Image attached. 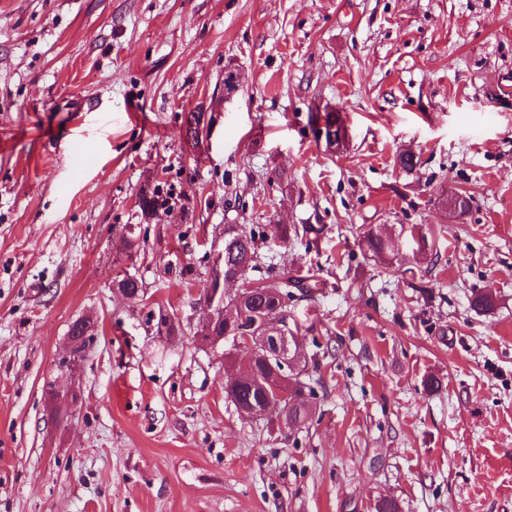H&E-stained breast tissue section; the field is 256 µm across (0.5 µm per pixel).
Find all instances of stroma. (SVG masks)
<instances>
[{"instance_id": "35a3bbf8", "label": "stroma", "mask_w": 512, "mask_h": 512, "mask_svg": "<svg viewBox=\"0 0 512 512\" xmlns=\"http://www.w3.org/2000/svg\"><path fill=\"white\" fill-rule=\"evenodd\" d=\"M314 112L340 114L342 151ZM154 190L172 199L144 213ZM228 224L326 227L260 243L320 282L294 307L317 381L301 426L241 416L229 345L195 338ZM380 224L387 271L359 248ZM126 274L143 297L114 292ZM84 315L98 336L67 372ZM51 388L77 403L49 410ZM385 498L512 512V0H0V512Z\"/></svg>"}]
</instances>
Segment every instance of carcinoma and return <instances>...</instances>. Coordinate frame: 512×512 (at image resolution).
<instances>
[{"label": "carcinoma", "instance_id": "cac0c4a2", "mask_svg": "<svg viewBox=\"0 0 512 512\" xmlns=\"http://www.w3.org/2000/svg\"><path fill=\"white\" fill-rule=\"evenodd\" d=\"M324 229L323 224H303L291 230L286 225H274V233L285 240L290 232L295 236H317ZM266 234L265 230H257L245 224L224 225V239L232 240L235 246V253L224 261V278L229 279L239 274L248 281L250 289L224 302L225 306L235 310L237 318L231 323L226 321L216 324L214 330L224 336V341L231 343L236 350L240 349L238 341L244 340V337L250 336L253 340L250 353H241L243 357L250 356V376L237 379L230 374L224 382V390L233 399L240 414L245 417L256 415L269 399L280 394L286 426L295 427L312 413L314 389L310 384L300 381V373L273 367V359L267 356L261 336L264 335L268 321L279 317L288 335L292 337L294 353L302 356L299 327L293 322L292 308L295 302L312 296L316 285L312 284L314 275L309 272L292 275L271 265L260 268L259 241ZM361 251L365 258L384 268L393 266L399 256V246L395 240L372 229L363 236ZM112 286L125 289L132 296L142 293V285L130 275L115 278Z\"/></svg>", "mask_w": 512, "mask_h": 512}]
</instances>
